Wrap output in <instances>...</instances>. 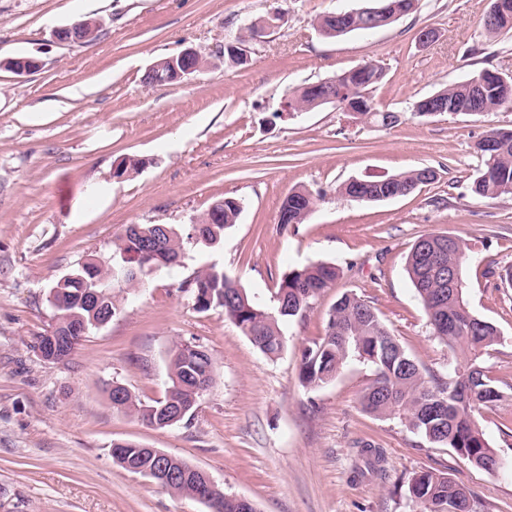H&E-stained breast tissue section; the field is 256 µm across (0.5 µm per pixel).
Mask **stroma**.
Instances as JSON below:
<instances>
[{"label": "stroma", "mask_w": 512, "mask_h": 512, "mask_svg": "<svg viewBox=\"0 0 512 512\" xmlns=\"http://www.w3.org/2000/svg\"><path fill=\"white\" fill-rule=\"evenodd\" d=\"M367 0H0V512H209L112 458L132 441L206 471L225 493L258 512H412L407 481L445 470L479 496L483 512H512V195L471 191L476 143L512 130V108L420 117L414 104L448 81L487 68L512 76V32L485 34L490 0H417L392 24L342 37L316 24ZM284 10V23L252 40L241 65L220 64L184 83L145 85L149 64L187 48L222 52L241 27ZM100 20L87 43H60L75 17ZM433 42L419 40L423 29ZM33 56L18 76L4 60ZM385 70L371 96L400 112L393 127L369 124L325 104L287 112L303 85L365 61ZM146 159L113 178L125 157ZM416 168L434 182L394 199L362 202L338 192L352 179ZM323 192L302 224H279L288 193ZM244 208L220 243L188 248L179 265L153 274L120 301L68 364L33 350L53 311L51 284L88 255L107 261L132 224L181 227L218 198ZM427 233L461 238L470 311L500 338L483 355L498 401L473 418L505 464L490 474L452 449L426 442L398 418L361 406L372 379L351 362L329 383L302 386L304 347L325 334L343 293L367 302L423 372L445 376L455 360L432 335L406 272L413 243ZM317 262L339 277L287 322L286 350L262 354L222 311L197 312L179 289L200 267L224 270L247 292L271 300L281 277ZM203 345L214 378L191 423L147 426L113 410L118 382L149 403L162 398L175 343ZM380 448L384 470L357 450Z\"/></svg>", "instance_id": "1"}]
</instances>
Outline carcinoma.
Segmentation results:
<instances>
[{"label": "carcinoma", "instance_id": "carcinoma-1", "mask_svg": "<svg viewBox=\"0 0 512 512\" xmlns=\"http://www.w3.org/2000/svg\"><path fill=\"white\" fill-rule=\"evenodd\" d=\"M502 11L497 22L484 27L489 35L512 30V0H501ZM320 31L336 38L354 32H368L363 21L349 17L336 18L332 12L318 20ZM487 73L482 69L461 80H452L437 91L442 103L449 107L465 106L476 112H494L512 106V80L491 83L478 91L472 82ZM342 82L336 89L340 101L362 105L363 121L393 127L399 121L397 112L376 107L370 90L385 77L383 68L373 61L364 69L351 68L340 73ZM495 146L476 144L480 168L473 180L472 192L483 198L512 194V131L489 133ZM146 161L138 157L121 160L116 176L139 172ZM430 182L426 169H414L381 180H366L357 187L347 182L339 192L360 201H377L389 186L414 192ZM322 199L319 193L294 190L283 200L279 223L302 224ZM237 199H216L206 214L188 231L180 232L167 224H133L114 243L115 257L105 263L91 257L49 288L48 303L53 309L50 331L36 338L34 349L46 352L53 363H66L83 339L92 331L109 323L117 314L119 297L145 286L146 278L155 270L180 262L194 234L209 243L218 242L224 231L241 213ZM467 247L462 239L447 234H424L413 245L406 270L415 288L434 336L444 343L462 362L454 376H425L419 365L391 336L372 307L354 293L343 294L329 314L325 336L306 347L302 353L299 379L307 389L320 387L332 379L351 360L369 364L373 378L361 397L365 411L375 416L399 417L403 425L425 441L453 449L475 466L495 474L503 462L484 437L473 419V409L499 400L500 392L481 365L484 351L498 340L492 323L475 316L464 296V280L452 284L440 278L435 262L446 267L463 268ZM338 269L325 262L293 269L280 280L275 291L276 304L266 307L250 295L224 270L214 265L194 272L180 284L198 312L220 309L241 333L269 358H277L286 348L282 324L301 314L312 301L336 282ZM213 365L208 352L200 345L178 344L168 363V386L163 398L144 404L122 387L108 391L112 408L137 415L149 426H158L165 412L174 413L189 406L196 390L205 382L212 383ZM121 454L114 457L127 470L153 469L158 459L153 450L135 442L117 443ZM408 499L417 512H441V507L457 501L464 512H480L474 493L457 482L446 471L424 470L414 473L408 482Z\"/></svg>", "mask_w": 512, "mask_h": 512}]
</instances>
